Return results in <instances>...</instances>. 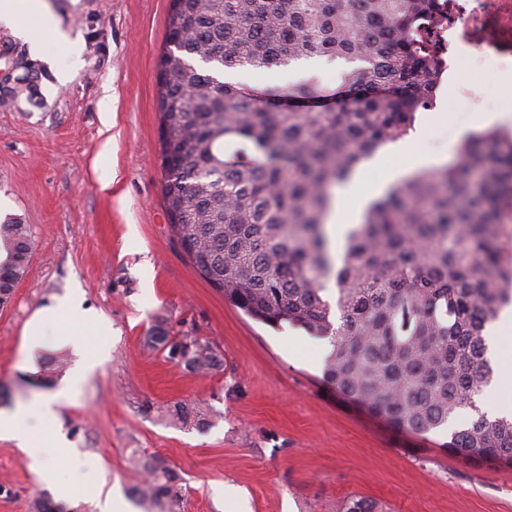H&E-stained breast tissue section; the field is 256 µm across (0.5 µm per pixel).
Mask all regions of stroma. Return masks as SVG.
Returning a JSON list of instances; mask_svg holds the SVG:
<instances>
[{
    "instance_id": "stroma-1",
    "label": "stroma",
    "mask_w": 512,
    "mask_h": 512,
    "mask_svg": "<svg viewBox=\"0 0 512 512\" xmlns=\"http://www.w3.org/2000/svg\"><path fill=\"white\" fill-rule=\"evenodd\" d=\"M54 27L29 25L44 58L0 25V42L28 59L29 80L0 96V224L31 225L27 273L0 307V411H21L27 448L0 439V512H34L48 495L64 512H99L112 494L144 512L131 489V451L165 459L181 477L176 512H345L364 498L381 512H512V467L481 464L448 449L452 430L475 418L458 410L447 428L398 432L336 395L323 380L327 341L290 325L267 326L225 301L202 279L172 232L162 196L159 60L170 0H49ZM79 38L82 65L67 82L64 37ZM344 62L321 57L272 70L241 68L230 83L259 91L311 82L336 90ZM474 101H454L448 124L414 141L412 154L447 149L460 161L457 132L504 96L501 72L485 62ZM81 289L97 315L82 323L57 310ZM56 308L39 336L23 329L38 310ZM213 341L224 362L194 374L154 349L158 322ZM81 344L93 367L60 398L58 422L27 414L55 395L29 383L42 354ZM204 404L208 427L175 426L165 411ZM68 462L51 461L49 479L30 468L49 459L55 432Z\"/></svg>"
}]
</instances>
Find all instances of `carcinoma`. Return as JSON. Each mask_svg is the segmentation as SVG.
<instances>
[{
	"label": "carcinoma",
	"instance_id": "cac0c4a2",
	"mask_svg": "<svg viewBox=\"0 0 512 512\" xmlns=\"http://www.w3.org/2000/svg\"><path fill=\"white\" fill-rule=\"evenodd\" d=\"M436 0H170L160 61L163 199L193 267L264 324L328 341L323 379L403 432L446 425L494 379L486 327L512 302V135L489 130L462 164L396 181L363 209L333 256L332 189L436 108L441 61L416 38ZM342 60L346 109L284 107L197 68L269 69ZM30 225L0 224V306L23 278ZM153 347L192 373L220 365L214 344L158 324ZM178 403L172 422L209 425ZM448 447L512 466V418L478 414ZM142 503L175 512L181 478L132 453Z\"/></svg>",
	"mask_w": 512,
	"mask_h": 512
}]
</instances>
